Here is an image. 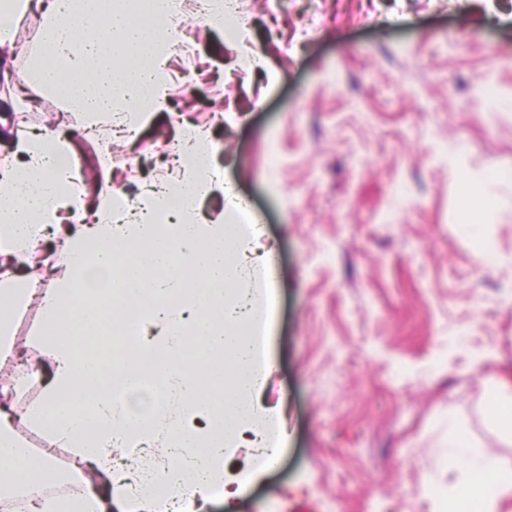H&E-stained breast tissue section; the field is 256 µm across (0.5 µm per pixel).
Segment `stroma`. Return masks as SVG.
Segmentation results:
<instances>
[{"instance_id": "1", "label": "stroma", "mask_w": 512, "mask_h": 512, "mask_svg": "<svg viewBox=\"0 0 512 512\" xmlns=\"http://www.w3.org/2000/svg\"><path fill=\"white\" fill-rule=\"evenodd\" d=\"M240 2L239 34L192 23L166 107L113 140L109 169L81 114L11 82L39 15L0 57V116L70 126L93 190L133 199L177 179L161 157L189 117L260 218L278 267L264 400L289 437L236 512H440L461 473L449 431L512 468L489 417L512 378V0ZM463 173L493 201L476 227Z\"/></svg>"}]
</instances>
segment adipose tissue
Masks as SVG:
<instances>
[{"instance_id": "adipose-tissue-1", "label": "adipose tissue", "mask_w": 512, "mask_h": 512, "mask_svg": "<svg viewBox=\"0 0 512 512\" xmlns=\"http://www.w3.org/2000/svg\"><path fill=\"white\" fill-rule=\"evenodd\" d=\"M182 0H48L36 50L21 73L89 126L124 106L129 123L167 96V50ZM183 178L142 200L125 221L126 199L100 191L91 224H62L60 209L88 206L84 176L69 168L59 125L18 135L0 158V360L5 334L29 294L24 264L46 240L64 277L44 275L34 338L49 362L0 385V512H198L246 496L277 465L287 442L279 408L262 399L272 368L275 294L271 254L256 255L258 225L213 221L197 202L223 191L209 174L202 129L181 128ZM157 339L141 344V321ZM40 394L16 397L29 377ZM42 440L33 450L18 433ZM163 442L172 458L140 471L119 448ZM253 452L240 458L245 443ZM448 456L465 472L446 512H498L512 472L494 453L453 438ZM68 482L65 494L52 487Z\"/></svg>"}]
</instances>
